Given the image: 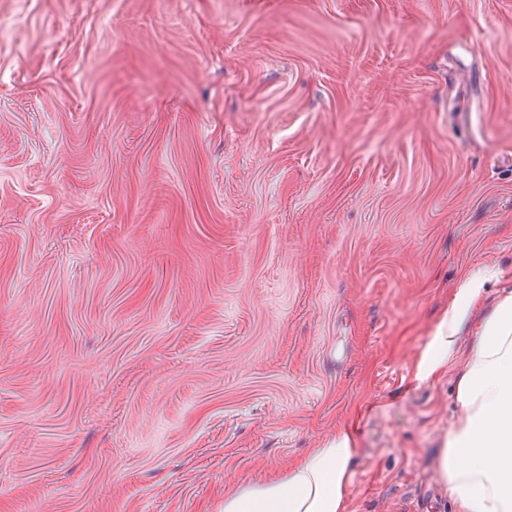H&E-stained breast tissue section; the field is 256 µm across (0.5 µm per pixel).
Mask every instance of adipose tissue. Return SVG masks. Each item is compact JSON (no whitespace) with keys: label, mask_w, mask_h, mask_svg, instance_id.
<instances>
[{"label":"adipose tissue","mask_w":512,"mask_h":512,"mask_svg":"<svg viewBox=\"0 0 512 512\" xmlns=\"http://www.w3.org/2000/svg\"><path fill=\"white\" fill-rule=\"evenodd\" d=\"M464 314L451 309L419 357V378L461 360L460 415L440 450V477L457 512H512V295L461 346ZM358 450L344 434L311 449L282 475L225 494L224 512H348L350 464Z\"/></svg>","instance_id":"1"}]
</instances>
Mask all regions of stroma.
<instances>
[{"instance_id":"stroma-1","label":"stroma","mask_w":512,"mask_h":512,"mask_svg":"<svg viewBox=\"0 0 512 512\" xmlns=\"http://www.w3.org/2000/svg\"><path fill=\"white\" fill-rule=\"evenodd\" d=\"M512 294V0H0V512H223L349 433V512H455ZM464 316L453 307L417 363L418 378L427 379L463 360L460 415L440 450V477L456 512H512V295L496 304L463 349L457 333Z\"/></svg>"}]
</instances>
